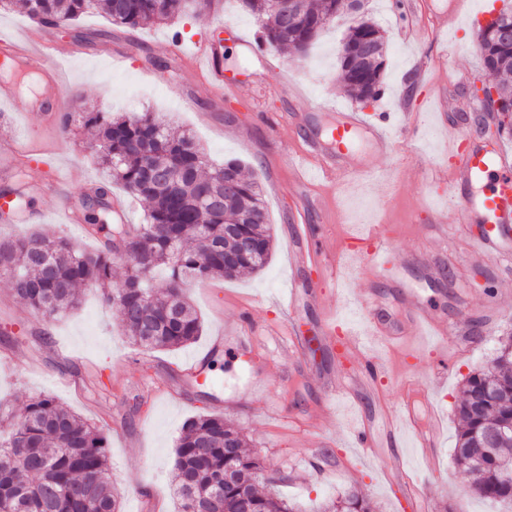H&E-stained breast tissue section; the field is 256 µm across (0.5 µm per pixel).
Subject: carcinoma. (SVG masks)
I'll list each match as a JSON object with an SVG mask.
<instances>
[{
	"label": "carcinoma",
	"instance_id": "carcinoma-1",
	"mask_svg": "<svg viewBox=\"0 0 512 512\" xmlns=\"http://www.w3.org/2000/svg\"><path fill=\"white\" fill-rule=\"evenodd\" d=\"M242 5L258 22L265 45L298 57L345 12L341 0H302L300 13L285 25L271 0ZM20 8L37 22L60 25L99 10L132 30L183 15L182 0H20ZM367 40L379 60L353 68L339 57L341 89L362 103L382 94L387 46L384 31L363 15L349 27L347 42ZM474 42L483 69L498 78L493 87L512 103V48H499L480 27ZM81 123L94 130L91 148L104 173L93 195L80 198L87 229L100 245L86 249L48 234L0 236V279L7 280L12 298L44 318L76 308L79 289L93 285L117 309L133 344L170 351L193 343L202 324L186 295L187 283L232 279L268 263L273 238L262 187L243 175L240 161L211 163L190 131L174 132L152 112H85ZM114 185L150 204L133 231L112 218ZM242 236L254 253L224 261ZM116 259L126 268L118 288L112 287ZM456 416L453 463L470 477L476 494L512 512V434L488 441L490 431L512 428V331L499 338L490 368L465 378ZM174 469L178 512L207 508L206 496L226 469L236 479L223 488L224 512H239L245 499L253 512H304L280 497L274 478H266V489L258 488L263 459L247 452L245 436L219 416L186 424ZM109 471L104 431L52 396L30 398L19 415L0 404V512H119ZM315 512H375V505L351 493L321 503Z\"/></svg>",
	"mask_w": 512,
	"mask_h": 512
}]
</instances>
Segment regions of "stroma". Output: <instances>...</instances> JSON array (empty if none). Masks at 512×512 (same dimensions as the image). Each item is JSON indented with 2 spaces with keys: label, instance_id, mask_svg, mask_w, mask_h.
I'll return each instance as SVG.
<instances>
[{
  "label": "stroma",
  "instance_id": "obj_1",
  "mask_svg": "<svg viewBox=\"0 0 512 512\" xmlns=\"http://www.w3.org/2000/svg\"><path fill=\"white\" fill-rule=\"evenodd\" d=\"M422 2L364 0L365 13L388 42L383 93L366 105L339 87L338 56L352 23L348 17L325 29L300 59L269 47L261 58H245L236 35L256 36L258 25L237 0H223L220 9L201 16L135 30L96 12L56 29L73 112L94 108L132 115L149 110L191 131L213 160L242 161L246 174L263 186L274 238L264 271L190 284L188 296L203 329L189 347L174 352L133 345L116 309L105 306L95 288H84L77 309L50 321L13 302L0 280V401L18 410L30 397L49 394L102 427L121 512H177L174 449L184 425L201 415L223 417L241 430L251 452L263 459L267 475L277 478L280 494L301 503L306 512L356 490L367 494L378 512H401L392 491L400 473L385 435L376 433L377 453L370 458L353 447L350 435L355 414L397 413L409 401L407 391L389 383L376 397L329 400L324 377L339 366L353 371L355 364L341 362L339 349L320 340L315 307L304 303L297 311L308 341L304 358L289 357L267 343L251 352L212 344L221 327L237 321L241 312H248L259 332L278 319L293 225L326 223L333 211L351 233L386 229L393 256L408 249L421 255L420 265L409 269L401 284L384 271L364 278L356 267H347L348 285L335 301L336 315L365 336L367 352L385 361L392 358L386 344L366 337L365 296L398 315L407 284L437 318L480 323L483 341L470 343L453 360L441 387L432 383L430 357H410L404 366L444 421L433 464H425L412 447L405 456L410 475L420 481L427 512H499L497 504L472 491L469 477L453 464L455 404L464 378L490 364L498 336L512 328V266L473 261L465 243L472 224L447 212L446 184L421 181L423 170L447 164L445 138L458 132L462 115L473 110L466 72L481 71L482 61L472 33L490 0H465L452 33L438 34L427 26L417 41L405 42L401 25L421 21ZM177 30L185 48L202 38L222 41V101L212 102L206 81L192 66L155 53V41ZM112 52L123 56V64H111ZM435 96L455 98L458 110L434 115L430 100ZM25 104L21 97L0 102V140L43 129L42 115L26 111ZM401 105L412 113L415 127L398 133L396 155L380 156L357 142L368 167L357 193L329 183L307 190L294 185L291 167L297 154L286 125L298 127L307 140L323 134L334 110L372 118ZM56 137L58 162L84 171V181L69 188L75 201L100 177L88 147L92 135L75 122ZM440 210L448 226L444 239L422 230ZM437 268L451 270V277L430 282L429 272ZM193 362L200 370L196 377L188 372Z\"/></svg>",
  "mask_w": 512,
  "mask_h": 512
}]
</instances>
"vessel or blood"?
Instances as JSON below:
<instances>
[{"label": "vessel or blood", "mask_w": 512, "mask_h": 512, "mask_svg": "<svg viewBox=\"0 0 512 512\" xmlns=\"http://www.w3.org/2000/svg\"><path fill=\"white\" fill-rule=\"evenodd\" d=\"M219 53L208 43L195 44L189 57L191 66L212 80L215 87H223L224 72L218 66ZM0 60L9 62L13 68L36 73L41 81V90L27 104L28 111L43 113L47 125L63 124L69 112V84L64 76L58 48L51 40L34 41L27 35L0 38ZM392 113L383 114L377 121L366 122L358 113L340 112L332 125L331 151L325 152L323 162L317 166L322 179L336 184L353 182L364 174V165L350 140L357 135H366L375 153H393L397 140L392 132ZM55 145L37 134L22 140H11L0 145V181L13 183L19 166H29L41 173V191L44 196L55 199L62 196L78 178V170L69 165H58L49 174H42L43 160L53 155ZM449 156L458 157L453 166L439 169L438 175L448 183V199L464 209L469 223L478 227L471 238L472 258L481 261L512 258V160L508 159L498 145L485 143L475 135L467 139L453 137L448 142ZM493 179L490 189H481L486 179ZM372 246L363 251L353 248L350 237L338 224L325 225L321 231L309 226L299 228L290 266L299 269L309 264L318 265L323 281L341 283L342 270L346 262H354L364 273L379 271L388 259L389 238L381 232H372ZM310 303L321 306V332L326 344L342 343L350 353H358L359 344L354 337L345 340L336 338V315L333 304L323 303L318 291L307 294ZM282 313L279 323L268 327L267 336L281 343L289 355L298 357L304 351L294 312L297 306V290L288 287L279 298ZM368 324L370 333L385 342L389 348H397L402 340L421 345L428 338L439 342L436 351L440 361H448V340L458 332L457 325L437 320L418 299L410 297L406 317L392 321L389 314L377 304H369ZM399 373L375 355L360 359L354 378H347L344 371H337L326 382L330 396H342L354 391H374L380 381L398 379ZM441 422H434L426 430L415 432L412 445L426 458H433L440 435Z\"/></svg>", "instance_id": "obj_1"}]
</instances>
